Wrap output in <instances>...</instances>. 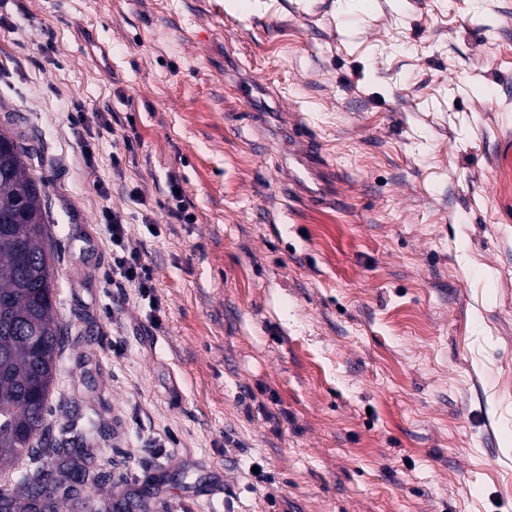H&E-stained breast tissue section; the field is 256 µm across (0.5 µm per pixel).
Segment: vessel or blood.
Masks as SVG:
<instances>
[{
	"label": "vessel or blood",
	"instance_id": "b4317fda",
	"mask_svg": "<svg viewBox=\"0 0 512 512\" xmlns=\"http://www.w3.org/2000/svg\"><path fill=\"white\" fill-rule=\"evenodd\" d=\"M286 136L289 144H292L294 159L300 160L302 171L292 172L289 185L295 191H313L315 197L323 198L333 193L340 177L332 164L328 161L317 159L309 146L312 136L308 128L302 123L296 122L289 126Z\"/></svg>",
	"mask_w": 512,
	"mask_h": 512
}]
</instances>
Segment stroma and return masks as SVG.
Instances as JSON below:
<instances>
[{"label":"stroma","instance_id":"obj_1","mask_svg":"<svg viewBox=\"0 0 512 512\" xmlns=\"http://www.w3.org/2000/svg\"><path fill=\"white\" fill-rule=\"evenodd\" d=\"M294 120L343 206L290 191ZM0 128L46 191L59 512H512V0H0ZM169 199L167 201V208L169 213L176 220L184 223L192 221V215L188 213V206L182 198L180 189L176 182H170L169 185ZM105 221L112 238V285L132 290L142 300L156 302L150 269L142 261L138 251H129L125 245L127 225L124 217L116 211L106 212Z\"/></svg>","mask_w":512,"mask_h":512}]
</instances>
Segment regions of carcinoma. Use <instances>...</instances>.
Here are the masks:
<instances>
[{
    "label": "carcinoma",
    "mask_w": 512,
    "mask_h": 512,
    "mask_svg": "<svg viewBox=\"0 0 512 512\" xmlns=\"http://www.w3.org/2000/svg\"><path fill=\"white\" fill-rule=\"evenodd\" d=\"M15 138L0 130V464L37 452L61 336L43 199ZM81 478L64 461L53 474L27 470L0 485V512H56L60 487Z\"/></svg>",
    "instance_id": "cac0c4a2"
}]
</instances>
